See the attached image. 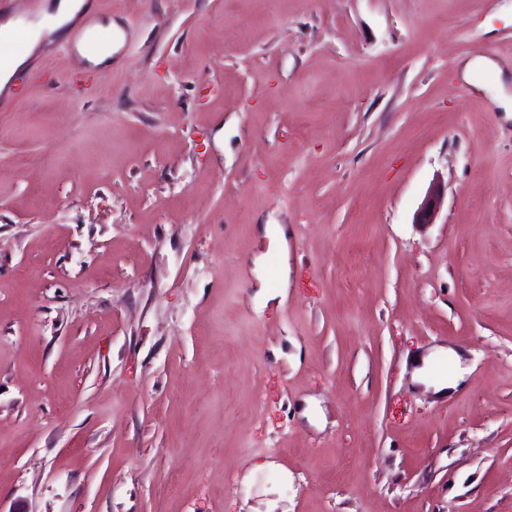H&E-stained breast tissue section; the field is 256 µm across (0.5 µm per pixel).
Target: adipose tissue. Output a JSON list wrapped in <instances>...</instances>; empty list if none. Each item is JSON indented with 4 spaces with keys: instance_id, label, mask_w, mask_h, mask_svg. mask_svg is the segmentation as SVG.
<instances>
[{
    "instance_id": "adipose-tissue-1",
    "label": "adipose tissue",
    "mask_w": 512,
    "mask_h": 512,
    "mask_svg": "<svg viewBox=\"0 0 512 512\" xmlns=\"http://www.w3.org/2000/svg\"><path fill=\"white\" fill-rule=\"evenodd\" d=\"M38 13L39 21L29 27L26 52L9 57L7 65L0 67V91L9 92L15 72L27 67L44 48L70 39L78 30L88 33L103 29L110 34L111 39L105 50L87 53L86 56L87 62L95 70L104 72L110 68L112 55L122 42L124 33L114 21L109 20L103 24L95 22L91 0H42ZM464 374L458 352L437 348L417 359L413 379L442 395L446 391L457 389Z\"/></svg>"
}]
</instances>
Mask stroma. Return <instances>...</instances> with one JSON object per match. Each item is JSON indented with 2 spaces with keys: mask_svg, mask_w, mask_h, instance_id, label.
I'll return each instance as SVG.
<instances>
[{
  "mask_svg": "<svg viewBox=\"0 0 512 512\" xmlns=\"http://www.w3.org/2000/svg\"><path fill=\"white\" fill-rule=\"evenodd\" d=\"M93 2L0 106V512H512V0ZM443 189L439 183L432 182L415 214L416 224L434 223L435 216L443 199ZM448 359L450 371L445 377L437 378L432 373L433 365ZM461 355L452 349L437 348L424 354L416 361L413 370V380L433 388V392L445 395L447 390H455L464 379L465 369L462 368Z\"/></svg>",
  "mask_w": 512,
  "mask_h": 512,
  "instance_id": "stroma-1",
  "label": "stroma"
}]
</instances>
